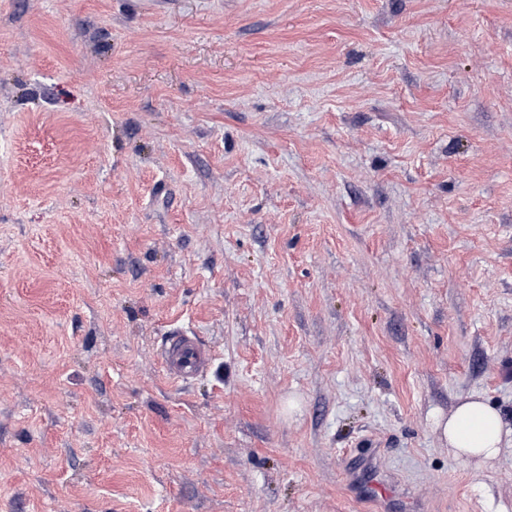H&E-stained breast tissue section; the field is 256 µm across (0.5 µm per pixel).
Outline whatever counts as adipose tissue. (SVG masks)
<instances>
[{
	"instance_id": "obj_1",
	"label": "adipose tissue",
	"mask_w": 512,
	"mask_h": 512,
	"mask_svg": "<svg viewBox=\"0 0 512 512\" xmlns=\"http://www.w3.org/2000/svg\"><path fill=\"white\" fill-rule=\"evenodd\" d=\"M439 427L454 456L464 459H495L507 432L502 414L482 398L461 400Z\"/></svg>"
}]
</instances>
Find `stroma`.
Here are the masks:
<instances>
[{"label": "stroma", "mask_w": 512, "mask_h": 512, "mask_svg": "<svg viewBox=\"0 0 512 512\" xmlns=\"http://www.w3.org/2000/svg\"><path fill=\"white\" fill-rule=\"evenodd\" d=\"M470 395L512 428V0H0V512H512ZM158 354L166 375L175 383H186L204 375L210 368L212 354L184 332H173ZM438 427L454 456L464 460L495 459L504 435L509 432L502 414L475 396L462 399L448 415V420L438 422Z\"/></svg>", "instance_id": "35a3bbf8"}]
</instances>
